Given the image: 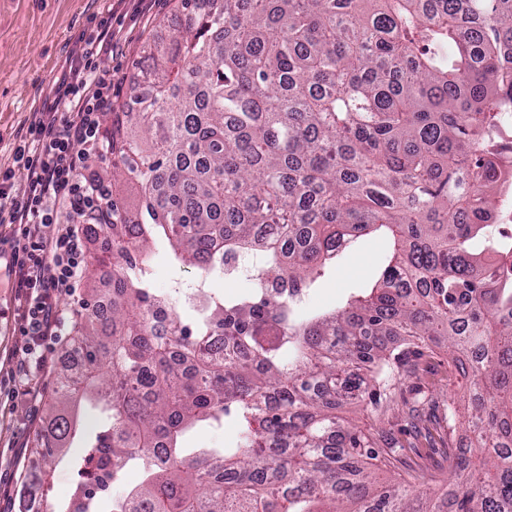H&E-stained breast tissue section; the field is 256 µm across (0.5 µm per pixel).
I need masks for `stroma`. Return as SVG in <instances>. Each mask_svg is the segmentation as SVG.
<instances>
[{
	"instance_id": "1",
	"label": "stroma",
	"mask_w": 512,
	"mask_h": 512,
	"mask_svg": "<svg viewBox=\"0 0 512 512\" xmlns=\"http://www.w3.org/2000/svg\"><path fill=\"white\" fill-rule=\"evenodd\" d=\"M178 0H0V164H11L10 150L31 113L41 111L78 50L100 17H112L118 45L98 60L112 77V109L120 111L139 74L148 43L167 38L178 12ZM391 251L387 239H358L308 290L304 313L344 305L378 280ZM13 295L0 266V512H21L22 487L40 460L37 438L55 400L57 378L71 347V336L40 346L46 369L32 381L28 400L16 396V363L26 355L28 339L16 322ZM469 378L457 371L446 348L404 358L391 389L389 408L375 418L358 404L343 415L370 436L378 451L397 449V463L377 472L379 481L406 476L415 469L431 472L446 464L449 443L463 442L464 427L448 430V409H463ZM77 422L76 437L59 452L60 463L50 480L44 512H58L79 482L76 462L98 426L87 404L68 405Z\"/></svg>"
}]
</instances>
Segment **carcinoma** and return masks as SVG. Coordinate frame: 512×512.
<instances>
[{
    "mask_svg": "<svg viewBox=\"0 0 512 512\" xmlns=\"http://www.w3.org/2000/svg\"><path fill=\"white\" fill-rule=\"evenodd\" d=\"M206 2L180 0L183 24L148 45L105 130L103 181L136 182L140 202L129 216L112 198L109 222L87 227L90 266L112 265V311L79 324L83 370L51 405L42 475L72 433L59 405L84 398L99 412L82 456L98 492L143 463L120 512H512V244L488 224L486 149L512 74V0ZM382 228L394 252L376 287L304 318L289 298ZM157 240L182 265L258 255L257 288L193 334L176 312L159 333ZM392 336L446 344L472 369L471 445L445 472L381 485L379 453L336 409H378ZM229 421L235 447L183 455L189 428ZM430 483L445 490L420 499ZM60 512H98L96 495L79 483Z\"/></svg>",
    "mask_w": 512,
    "mask_h": 512,
    "instance_id": "cac0c4a2",
    "label": "carcinoma"
}]
</instances>
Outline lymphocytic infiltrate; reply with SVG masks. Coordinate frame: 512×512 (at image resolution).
Here are the masks:
<instances>
[{
	"label": "lymphocytic infiltrate",
	"mask_w": 512,
	"mask_h": 512,
	"mask_svg": "<svg viewBox=\"0 0 512 512\" xmlns=\"http://www.w3.org/2000/svg\"><path fill=\"white\" fill-rule=\"evenodd\" d=\"M113 38L111 21H100L61 78L53 102L34 113L14 144L12 165L0 167V224L20 227L6 267L20 330L36 343L66 330L69 318L57 300L80 281L87 252L83 227L108 221L102 187L84 177L80 165L103 146L99 115L112 105V78L96 59ZM18 167L26 173L19 193Z\"/></svg>",
	"instance_id": "lymphocytic-infiltrate-1"
}]
</instances>
